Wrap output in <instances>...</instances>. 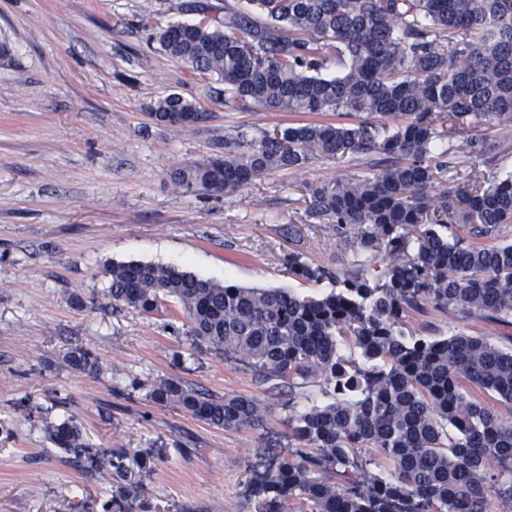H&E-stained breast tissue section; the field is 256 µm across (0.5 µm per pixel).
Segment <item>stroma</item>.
Segmentation results:
<instances>
[{"label": "stroma", "mask_w": 512, "mask_h": 512, "mask_svg": "<svg viewBox=\"0 0 512 512\" xmlns=\"http://www.w3.org/2000/svg\"><path fill=\"white\" fill-rule=\"evenodd\" d=\"M224 0H0V512H101L112 484L74 467L45 428L71 418L105 448H152L143 492L160 512H253L251 480L270 438L285 439L284 399L223 351L194 347L169 300L147 316L107 305L115 262L175 264L204 278L302 297L330 291L290 276L284 257L347 268L353 251L307 223L305 184L333 176L271 172L226 194L177 193L170 175L208 157L226 132L336 122L326 112L230 110L222 84L195 76L157 33L195 23ZM176 93L207 119L174 131L157 101ZM422 336L478 332L512 340V326L430 313ZM82 346L98 374L63 362ZM270 409L265 429L224 431L146 400L165 378Z\"/></svg>", "instance_id": "stroma-1"}]
</instances>
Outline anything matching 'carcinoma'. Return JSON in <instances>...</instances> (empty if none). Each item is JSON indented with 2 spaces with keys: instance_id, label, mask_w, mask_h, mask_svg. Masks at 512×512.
I'll list each match as a JSON object with an SVG mask.
<instances>
[{
  "instance_id": "obj_1",
  "label": "carcinoma",
  "mask_w": 512,
  "mask_h": 512,
  "mask_svg": "<svg viewBox=\"0 0 512 512\" xmlns=\"http://www.w3.org/2000/svg\"><path fill=\"white\" fill-rule=\"evenodd\" d=\"M159 42L223 83L227 107L358 119L218 137L224 154L178 169L180 189L234 192L272 171L298 174L315 157L394 158L381 171L339 167L304 185L308 223L386 259L379 277L364 262L340 272L290 252L289 275L332 284L300 298L174 265L106 268L111 305L148 315L173 298L193 341L288 393V454L264 457L250 485L254 512H512V424L489 407L512 409V348L461 331L435 340L404 331L431 311L512 324V242L484 243L512 227V172L463 175L456 162L498 153L474 133L478 124L512 126V0H246L172 24ZM153 116L178 130L207 113L169 94ZM64 362L99 370L81 346ZM318 382L327 402L298 409L295 389ZM146 398L226 431L267 423L268 409L251 398L170 378ZM46 433L73 463L117 483L103 512H157L140 492L152 449L98 448L72 420ZM370 465L379 472L361 479Z\"/></svg>"
}]
</instances>
